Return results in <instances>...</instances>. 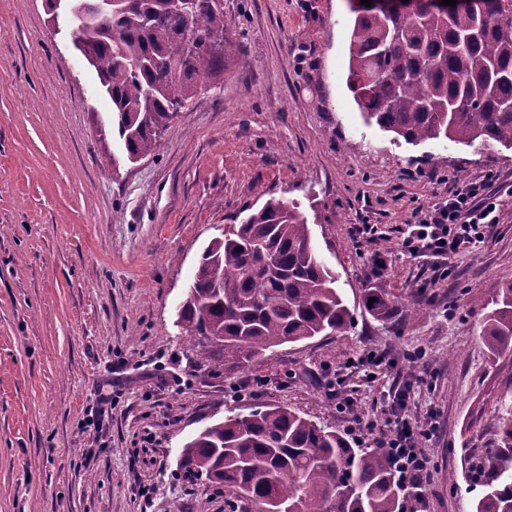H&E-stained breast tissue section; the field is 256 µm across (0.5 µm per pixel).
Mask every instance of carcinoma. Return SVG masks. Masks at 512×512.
Listing matches in <instances>:
<instances>
[{"label": "carcinoma", "instance_id": "cac0c4a2", "mask_svg": "<svg viewBox=\"0 0 512 512\" xmlns=\"http://www.w3.org/2000/svg\"><path fill=\"white\" fill-rule=\"evenodd\" d=\"M50 22L65 10L97 11L100 0H46ZM355 14L347 85L368 124L418 145L447 139L482 150L512 148V0H471L452 14L414 0L386 13ZM224 0H112L96 24L74 29L80 55L112 102V135L129 161L154 153L164 130L203 83L235 60ZM208 48L205 69L198 51ZM336 274L312 242L299 206L274 196L204 250L178 311L188 336L208 340L214 366L243 365L286 343L346 330L354 317ZM370 314L392 302L371 292ZM481 308L488 349L512 347V284ZM191 472L246 501L299 512H402V480L384 448H353L338 430L282 407L253 408L206 426L183 449ZM476 512H512V409L500 445L476 466Z\"/></svg>", "mask_w": 512, "mask_h": 512}]
</instances>
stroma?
Listing matches in <instances>:
<instances>
[{
    "instance_id": "obj_1",
    "label": "stroma",
    "mask_w": 512,
    "mask_h": 512,
    "mask_svg": "<svg viewBox=\"0 0 512 512\" xmlns=\"http://www.w3.org/2000/svg\"><path fill=\"white\" fill-rule=\"evenodd\" d=\"M224 12L234 65L132 164L102 138L112 104L45 0H0V512H228L223 486L183 464L206 425L281 406L370 448L357 421L401 400L436 429L428 512H474L469 462L496 448L512 406V349L488 350L474 309L512 282V148L412 145L366 124L346 82L348 0ZM483 179L500 200L484 242L444 275L400 254L417 207ZM273 196L299 203L354 322L242 368L197 366L176 324L187 285L225 224ZM370 292L394 302L391 319L369 314ZM335 380L351 410L329 396Z\"/></svg>"
}]
</instances>
